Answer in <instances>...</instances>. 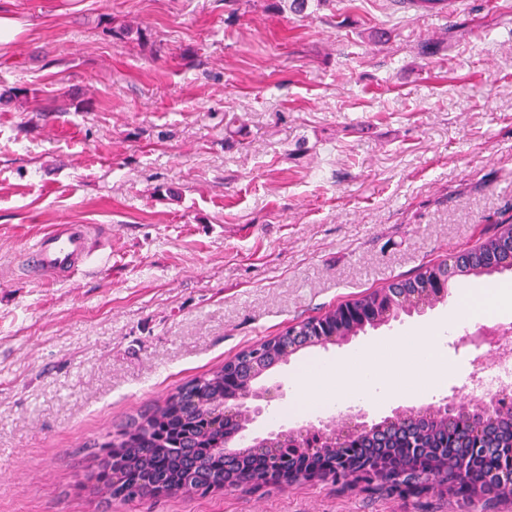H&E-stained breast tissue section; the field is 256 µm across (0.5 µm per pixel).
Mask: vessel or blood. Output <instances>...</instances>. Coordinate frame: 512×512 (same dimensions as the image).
I'll list each match as a JSON object with an SVG mask.
<instances>
[{"label": "vessel or blood", "mask_w": 512, "mask_h": 512, "mask_svg": "<svg viewBox=\"0 0 512 512\" xmlns=\"http://www.w3.org/2000/svg\"><path fill=\"white\" fill-rule=\"evenodd\" d=\"M93 253L89 225L56 224L24 248L23 268L32 279L65 277L73 274Z\"/></svg>", "instance_id": "1"}]
</instances>
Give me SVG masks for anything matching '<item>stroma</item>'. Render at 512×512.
<instances>
[{
    "label": "stroma",
    "mask_w": 512,
    "mask_h": 512,
    "mask_svg": "<svg viewBox=\"0 0 512 512\" xmlns=\"http://www.w3.org/2000/svg\"><path fill=\"white\" fill-rule=\"evenodd\" d=\"M273 2L0 0L21 28L0 43V512H512L328 481L145 503L78 488L94 442L178 385L512 215V0ZM64 223L108 249L31 280L22 245ZM451 308L298 351L255 431L335 416L294 413L290 377ZM478 330L445 342L451 373L416 405L458 391Z\"/></svg>",
    "instance_id": "35a3bbf8"
}]
</instances>
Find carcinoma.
I'll return each mask as SVG.
<instances>
[{"label":"carcinoma","instance_id":"obj_1","mask_svg":"<svg viewBox=\"0 0 512 512\" xmlns=\"http://www.w3.org/2000/svg\"><path fill=\"white\" fill-rule=\"evenodd\" d=\"M456 264L453 275L480 279L512 270V220L505 218L498 229L476 247L449 257ZM441 264L425 265L412 277L390 284L396 289L393 312L383 317L369 315L375 292L361 294L352 304L360 311L355 323L337 319L334 307L321 319L328 332L343 340L366 327L375 328L403 311L431 307L446 295L432 287L430 273ZM295 353L288 339L276 336L237 354L229 363L241 368L242 379L288 362ZM226 392L224 367L178 386L163 402L148 407L114 433H107L100 448V461L90 476L92 493L103 499L141 501L160 495L198 493L205 495L229 483L248 490L267 486L266 461L288 457V484L302 481L306 467L320 479L336 484L339 477L329 460L347 452L330 446V457L307 459L291 440L280 448L250 447L236 451L225 447L228 439L245 436L247 421L224 416ZM475 405L461 401L456 412L406 421L395 418L380 430H372L351 446L349 460L364 482V490L400 492V486H419L430 479L450 484L479 482L481 494L493 499H511L512 483L501 474L512 470V458L496 451H477L473 439L459 434L464 424L487 438L497 448H512V400L500 399L498 410L486 417L473 415Z\"/></svg>","mask_w":512,"mask_h":512}]
</instances>
